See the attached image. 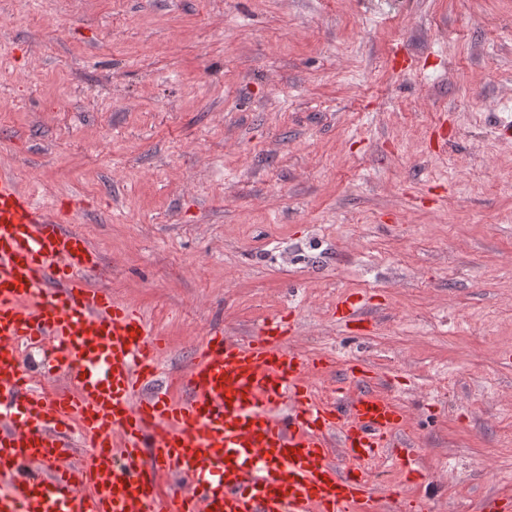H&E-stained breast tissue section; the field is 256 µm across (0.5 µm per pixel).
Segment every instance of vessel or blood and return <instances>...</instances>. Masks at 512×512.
Returning a JSON list of instances; mask_svg holds the SVG:
<instances>
[{"instance_id": "b4317fda", "label": "vessel or blood", "mask_w": 512, "mask_h": 512, "mask_svg": "<svg viewBox=\"0 0 512 512\" xmlns=\"http://www.w3.org/2000/svg\"><path fill=\"white\" fill-rule=\"evenodd\" d=\"M67 221L0 176V512H377L374 462L417 474L407 417L372 371L350 363L357 389L320 398L323 362L289 344L283 317L245 341L204 336L173 401L164 337L88 284L101 257ZM363 308L347 296L337 317ZM24 341L51 342L61 385L28 373ZM173 474L182 485L161 490Z\"/></svg>"}]
</instances>
